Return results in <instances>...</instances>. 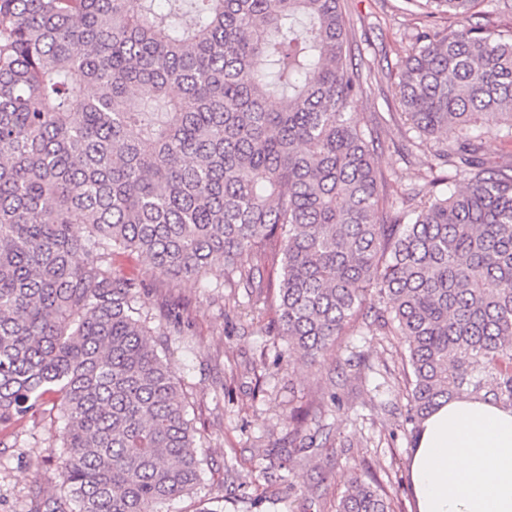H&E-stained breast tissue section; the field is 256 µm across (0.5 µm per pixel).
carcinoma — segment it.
Masks as SVG:
<instances>
[{
  "instance_id": "carcinoma-1",
  "label": "carcinoma",
  "mask_w": 512,
  "mask_h": 512,
  "mask_svg": "<svg viewBox=\"0 0 512 512\" xmlns=\"http://www.w3.org/2000/svg\"><path fill=\"white\" fill-rule=\"evenodd\" d=\"M478 0H425L397 93L464 186L403 207L378 186L354 108L340 0H0V426L48 396L60 493L37 512H165L203 459L179 380L148 336L140 252L178 283L278 278L277 335L310 359L359 325L398 336L403 429L466 392L512 406V33ZM255 263L243 264L246 254ZM359 478L336 512H396ZM496 4L497 0H485L482 2L476 9L480 13L475 16L479 18H475L473 21L487 23L504 31L512 30V13L498 11ZM483 154L494 165L512 162V139L485 137L483 139Z\"/></svg>"
}]
</instances>
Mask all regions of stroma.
<instances>
[{"label":"stroma","mask_w":512,"mask_h":512,"mask_svg":"<svg viewBox=\"0 0 512 512\" xmlns=\"http://www.w3.org/2000/svg\"><path fill=\"white\" fill-rule=\"evenodd\" d=\"M352 29L350 55L367 93L357 111L381 143L375 166L390 199L422 188L428 157L401 119L397 72L427 21L410 0H341ZM114 273L134 279L148 307H176L189 329L171 337L165 355L174 365L206 462L193 497L169 512H198L219 499L224 512H336L354 475L374 477L414 512L407 477L413 443L401 427L406 378L396 339L365 326L348 332L316 361L288 354L274 333L275 306L253 319L244 289L229 293L223 266L200 286L170 288L146 256L112 253ZM306 415L302 449L287 467L276 464L287 447L293 414ZM64 421L48 410L0 432V512H30L34 472L47 489L58 483L48 460Z\"/></svg>","instance_id":"stroma-1"}]
</instances>
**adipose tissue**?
<instances>
[{
	"mask_svg": "<svg viewBox=\"0 0 512 512\" xmlns=\"http://www.w3.org/2000/svg\"><path fill=\"white\" fill-rule=\"evenodd\" d=\"M418 512H512V407L475 396L421 425L411 463Z\"/></svg>",
	"mask_w": 512,
	"mask_h": 512,
	"instance_id": "1",
	"label": "adipose tissue"
}]
</instances>
